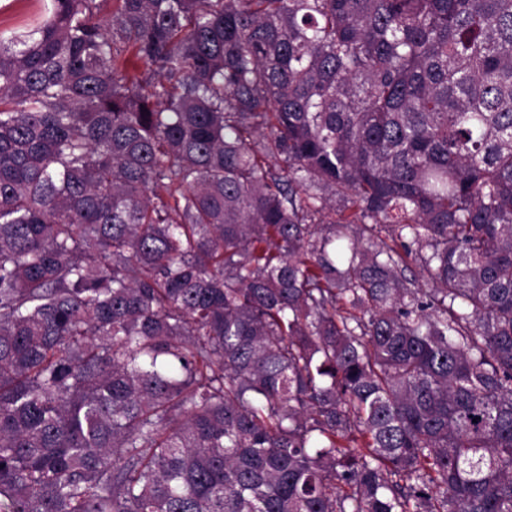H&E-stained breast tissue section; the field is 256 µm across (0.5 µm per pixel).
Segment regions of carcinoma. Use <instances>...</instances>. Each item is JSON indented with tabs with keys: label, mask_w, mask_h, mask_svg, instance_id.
Masks as SVG:
<instances>
[{
	"label": "carcinoma",
	"mask_w": 512,
	"mask_h": 512,
	"mask_svg": "<svg viewBox=\"0 0 512 512\" xmlns=\"http://www.w3.org/2000/svg\"><path fill=\"white\" fill-rule=\"evenodd\" d=\"M0 512H512V0L0 30Z\"/></svg>",
	"instance_id": "carcinoma-1"
}]
</instances>
